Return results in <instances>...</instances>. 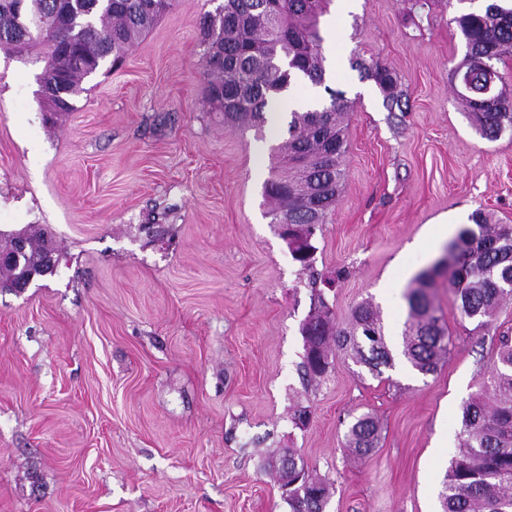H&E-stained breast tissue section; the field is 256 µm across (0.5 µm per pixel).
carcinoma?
Masks as SVG:
<instances>
[{"instance_id":"1","label":"carcinoma","mask_w":512,"mask_h":512,"mask_svg":"<svg viewBox=\"0 0 512 512\" xmlns=\"http://www.w3.org/2000/svg\"><path fill=\"white\" fill-rule=\"evenodd\" d=\"M147 0H0V49L25 55L56 46L58 54L43 70L42 83L57 86L61 94L46 93L43 110L57 115L71 112V98L83 91L85 79L106 63H120L129 49L166 14L145 6ZM332 0H224L200 23L206 99L235 128L261 130L270 95L303 84L326 82L320 18ZM465 42L464 61L454 79L467 75L474 86L488 67L512 53V6L495 2L482 10L454 18ZM356 66L373 79L384 94L387 109L400 106L396 76L379 64ZM479 133L488 140L512 131V96L499 89L494 96H458ZM352 102L339 91L327 106L315 105L290 112L288 138L274 148L280 166L265 185L273 222L295 226L297 250L315 249L308 243L310 227L326 224L336 208L345 178L347 141L343 118ZM474 226L463 228L448 243V257L418 274L406 298L408 320L401 357L423 375L437 370L450 343L447 327L438 315L429 289L435 279L448 281L462 317L490 330L497 310L512 295V224H490L480 212ZM26 252L21 264L38 269L52 238L40 230L21 234ZM305 343L303 379L321 377L328 366L330 341L355 363L381 375L394 366L379 312L367 303L357 305L346 330L335 325L322 295L301 325ZM378 427L368 417L358 418L349 430V444L363 455L376 447ZM293 487L290 512H324L327 483L309 473L288 455L280 479ZM442 512H512V340L500 339L489 383L462 408L460 452L449 465L441 493Z\"/></svg>"}]
</instances>
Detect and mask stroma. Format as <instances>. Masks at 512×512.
<instances>
[{
	"label": "stroma",
	"instance_id": "35a3bbf8",
	"mask_svg": "<svg viewBox=\"0 0 512 512\" xmlns=\"http://www.w3.org/2000/svg\"><path fill=\"white\" fill-rule=\"evenodd\" d=\"M222 2L174 0L51 124L41 56L0 51V232L49 227L60 252L24 293L0 288V512H289L286 448L329 484L325 512H441L461 409L512 336V299L483 335L437 279L451 344L435 373L375 376L336 350L303 381L311 292L263 186L307 89L260 136L215 116L199 22ZM470 7L332 0L320 23L327 83L352 110L314 265L335 279L337 323L370 302L395 347L408 287L465 218L512 224V134L482 138L455 94L454 19ZM356 57L396 74L403 111ZM363 414L379 427L366 457L347 446Z\"/></svg>",
	"mask_w": 512,
	"mask_h": 512
}]
</instances>
